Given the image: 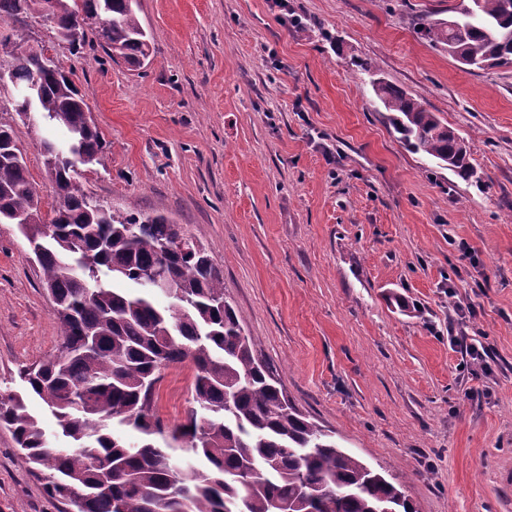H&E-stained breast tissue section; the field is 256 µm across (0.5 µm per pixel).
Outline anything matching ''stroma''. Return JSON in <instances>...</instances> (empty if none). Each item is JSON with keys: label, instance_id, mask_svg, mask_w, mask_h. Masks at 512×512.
I'll use <instances>...</instances> for the list:
<instances>
[{"label": "stroma", "instance_id": "stroma-1", "mask_svg": "<svg viewBox=\"0 0 512 512\" xmlns=\"http://www.w3.org/2000/svg\"><path fill=\"white\" fill-rule=\"evenodd\" d=\"M462 0H138L143 67L95 33L80 53L41 18L0 32L42 44L107 145L80 166L97 201L182 224L289 399L402 483L416 512H512V69L477 70L423 39L421 15ZM380 77L464 137L478 185L410 150ZM0 85L44 207L52 182ZM482 344L486 365L461 343ZM59 328L12 224H0V396L56 352ZM190 362L162 372L167 424L191 406ZM0 426V512H64Z\"/></svg>", "mask_w": 512, "mask_h": 512}]
</instances>
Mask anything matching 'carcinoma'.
<instances>
[{"instance_id":"obj_1","label":"carcinoma","mask_w":512,"mask_h":512,"mask_svg":"<svg viewBox=\"0 0 512 512\" xmlns=\"http://www.w3.org/2000/svg\"><path fill=\"white\" fill-rule=\"evenodd\" d=\"M0 0V17L32 15L60 35L96 32L112 56L143 64L150 42L136 0ZM462 30L428 15L421 36L479 70L512 67V0H468ZM36 46L0 38V67L23 88L46 126L55 183L50 214L17 145L0 121V224L33 248L60 324L58 353L19 371L23 391L0 398V424L48 496L70 512H416L401 484L336 446L291 402L254 356V340L224 293V276L200 244L184 251L181 225L162 214L122 215L82 188L73 156L100 164L106 142L61 69L32 73ZM373 90L400 139L476 177L467 141L419 101L381 79ZM189 360L193 407L161 424L152 395L162 370ZM37 397L67 440L57 446L28 407Z\"/></svg>"}]
</instances>
